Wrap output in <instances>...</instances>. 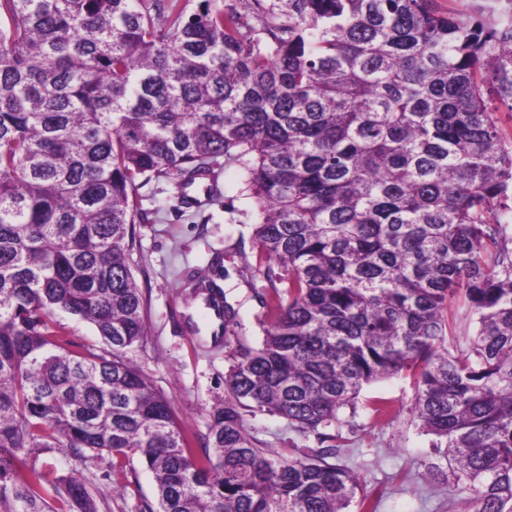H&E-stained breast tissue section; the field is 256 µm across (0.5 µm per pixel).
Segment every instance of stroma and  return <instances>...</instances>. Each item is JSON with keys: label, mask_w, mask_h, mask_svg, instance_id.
<instances>
[{"label": "stroma", "mask_w": 512, "mask_h": 512, "mask_svg": "<svg viewBox=\"0 0 512 512\" xmlns=\"http://www.w3.org/2000/svg\"><path fill=\"white\" fill-rule=\"evenodd\" d=\"M204 181L178 192L163 179L143 187L137 206L146 223L136 225L130 256L134 277L148 306L149 334L128 356L168 400L194 452H201L209 411L224 395L229 364L224 339L201 322L200 302L189 294L210 280L239 307L237 335L259 344L262 307L258 292L266 281L252 272L259 262L252 227L232 222L223 195L207 197ZM362 398L383 397L393 408L390 418L376 421L358 410L343 429L338 463L355 470L376 512H454L451 485L431 478L432 438L411 425L413 390L399 378L366 386ZM253 435L275 454L290 456L293 432L287 422L264 414L251 419ZM78 471L97 500L99 512H138L154 501V481L145 469L123 476L104 465L86 463Z\"/></svg>", "instance_id": "1"}]
</instances>
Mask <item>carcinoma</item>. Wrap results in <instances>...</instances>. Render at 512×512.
Wrapping results in <instances>:
<instances>
[{"label": "carcinoma", "instance_id": "carcinoma-1", "mask_svg": "<svg viewBox=\"0 0 512 512\" xmlns=\"http://www.w3.org/2000/svg\"><path fill=\"white\" fill-rule=\"evenodd\" d=\"M0 0V512H98L74 470L139 461L140 512H350L336 462L363 388L413 382L461 512H512V0ZM224 163H219V159ZM233 177L267 281L192 454L126 357L148 336L129 256L153 180ZM474 323L445 347L448 302ZM58 310L94 326L71 349ZM317 445L284 459L247 417Z\"/></svg>", "mask_w": 512, "mask_h": 512}]
</instances>
